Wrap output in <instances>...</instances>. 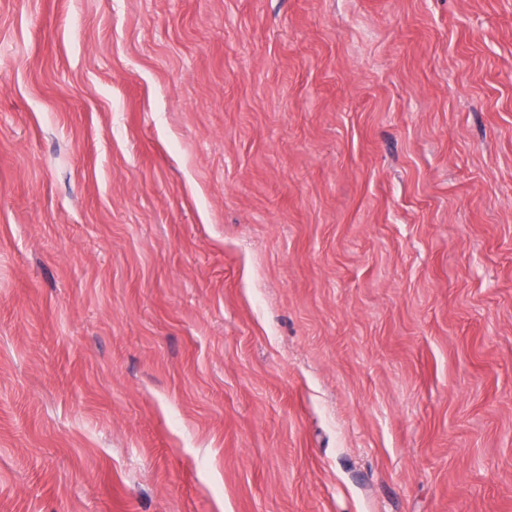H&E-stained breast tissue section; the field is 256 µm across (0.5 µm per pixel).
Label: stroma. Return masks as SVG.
<instances>
[{
    "instance_id": "35a3bbf8",
    "label": "stroma",
    "mask_w": 512,
    "mask_h": 512,
    "mask_svg": "<svg viewBox=\"0 0 512 512\" xmlns=\"http://www.w3.org/2000/svg\"><path fill=\"white\" fill-rule=\"evenodd\" d=\"M0 512H512V0H0Z\"/></svg>"
}]
</instances>
